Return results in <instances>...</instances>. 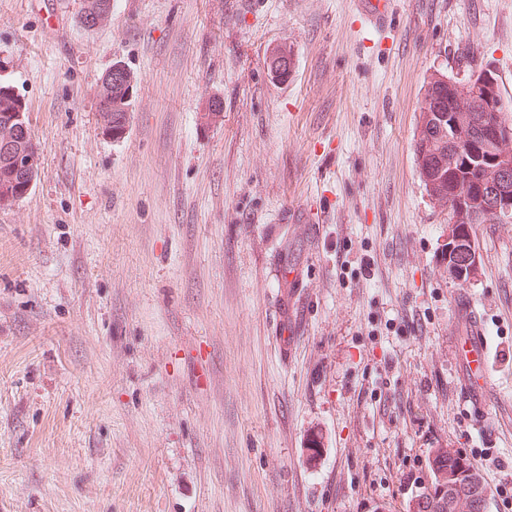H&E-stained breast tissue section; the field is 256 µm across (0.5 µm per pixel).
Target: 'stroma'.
Returning a JSON list of instances; mask_svg holds the SVG:
<instances>
[{
  "label": "stroma",
  "instance_id": "1",
  "mask_svg": "<svg viewBox=\"0 0 512 512\" xmlns=\"http://www.w3.org/2000/svg\"><path fill=\"white\" fill-rule=\"evenodd\" d=\"M79 10L0 0L39 156L0 209V512H408L436 448L512 512V223L473 227L458 279L414 151L431 74L488 64L512 100V0H391L380 28L355 0ZM127 80L129 81L130 88L128 86ZM127 80L125 79L124 73H112V68L107 71V73L103 76L99 88L98 93L100 94V98L107 97L112 85L111 98L107 101V106L111 109V118L112 122L109 121L110 116H106L105 118H101L100 121L102 123V130L108 137L112 138V131L115 132L116 139L122 138L125 134L127 124H128V112L125 110H117L115 109L114 98L120 97L121 100L126 96V101H131L133 95V81L128 75ZM129 89V91H128ZM113 100V101H112ZM113 104V105H112ZM121 134V135H120ZM458 322L463 329L462 349L466 367L464 384L470 386L476 374L485 369L487 357V340L484 333L483 318L475 305L463 300L457 308Z\"/></svg>",
  "mask_w": 512,
  "mask_h": 512
}]
</instances>
